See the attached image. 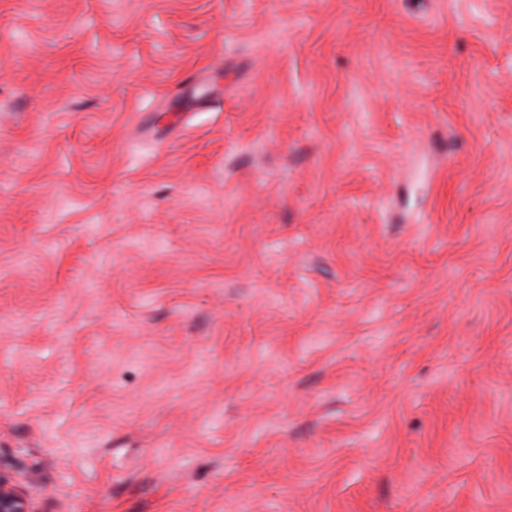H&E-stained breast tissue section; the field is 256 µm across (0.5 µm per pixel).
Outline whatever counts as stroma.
Here are the masks:
<instances>
[{"mask_svg":"<svg viewBox=\"0 0 512 512\" xmlns=\"http://www.w3.org/2000/svg\"><path fill=\"white\" fill-rule=\"evenodd\" d=\"M0 457L512 512V0H0Z\"/></svg>","mask_w":512,"mask_h":512,"instance_id":"35a3bbf8","label":"stroma"}]
</instances>
